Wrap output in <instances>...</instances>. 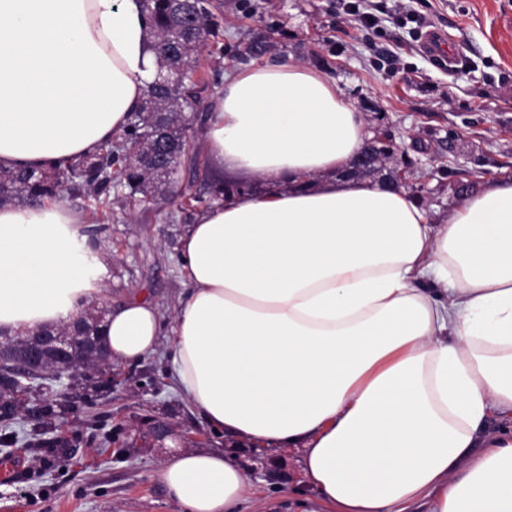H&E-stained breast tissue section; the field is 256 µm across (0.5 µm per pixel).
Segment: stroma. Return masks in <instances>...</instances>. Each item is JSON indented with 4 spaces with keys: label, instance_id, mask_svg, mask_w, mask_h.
Masks as SVG:
<instances>
[{
    "label": "stroma",
    "instance_id": "35a3bbf8",
    "mask_svg": "<svg viewBox=\"0 0 512 512\" xmlns=\"http://www.w3.org/2000/svg\"><path fill=\"white\" fill-rule=\"evenodd\" d=\"M220 29L197 74L216 91L235 68L317 64L368 131L402 152L403 190L434 217L447 215L459 183L512 180V0H366L379 23L357 26L343 0H220ZM447 36L454 68L427 55L424 34ZM265 41L268 50L250 47ZM229 176L195 146L174 176L175 192L197 195ZM99 246L110 257L111 304L133 297L171 321L187 294L178 248L199 212L189 202L157 204L112 191ZM169 339L136 362L113 363L112 388L96 406L67 413L64 448L0 446V512H182L158 473L169 444L236 455L251 490L243 512H335L306 479L300 453L238 443L212 432L171 379ZM171 427L157 441L152 427Z\"/></svg>",
    "mask_w": 512,
    "mask_h": 512
}]
</instances>
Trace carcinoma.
Returning a JSON list of instances; mask_svg holds the SVG:
<instances>
[{
	"mask_svg": "<svg viewBox=\"0 0 512 512\" xmlns=\"http://www.w3.org/2000/svg\"><path fill=\"white\" fill-rule=\"evenodd\" d=\"M147 13L160 70L176 64L171 52L186 57L202 52L209 37L217 34L218 21L212 0H141ZM213 89L207 82L191 81L173 85L156 80L149 87L140 109L130 116L121 142L109 143L99 151L66 164L52 172L11 170L0 167V202L18 200L32 204L54 199L67 191L74 196L85 195L102 208H112V182L118 179L135 195L164 196L171 192L165 177L177 172L181 158L190 148L189 113L201 94ZM382 160L373 175L387 174L396 162L392 145L385 140L374 142ZM112 364L104 359H91L72 373L76 382L63 400L30 402L6 381L8 367L0 366V427L3 444L18 442L14 428L16 417L25 411L34 421L39 434L54 437L37 444L46 448H63L66 443L56 435L62 428L61 408L71 403L93 406L110 388V383L96 378Z\"/></svg>",
	"mask_w": 512,
	"mask_h": 512,
	"instance_id": "carcinoma-1",
	"label": "carcinoma"
}]
</instances>
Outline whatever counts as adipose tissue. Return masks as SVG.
Masks as SVG:
<instances>
[{
    "label": "adipose tissue",
    "instance_id": "1",
    "mask_svg": "<svg viewBox=\"0 0 512 512\" xmlns=\"http://www.w3.org/2000/svg\"><path fill=\"white\" fill-rule=\"evenodd\" d=\"M157 71L140 0H0V166L94 153ZM367 135L320 70L226 75L204 147L261 187L189 225L172 323L144 298L112 309V358L171 334L175 384L208 426L300 448L336 512H512V180L437 219L404 190L337 179ZM104 270L66 200L0 206V333L72 323ZM159 479L184 512H237L250 490L220 448L174 449Z\"/></svg>",
    "mask_w": 512,
    "mask_h": 512
}]
</instances>
